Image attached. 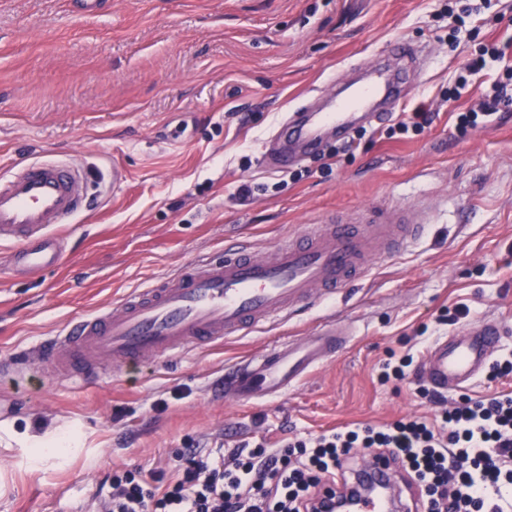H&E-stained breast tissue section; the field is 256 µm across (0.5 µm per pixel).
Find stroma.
Returning <instances> with one entry per match:
<instances>
[{"label": "stroma", "mask_w": 512, "mask_h": 512, "mask_svg": "<svg viewBox=\"0 0 512 512\" xmlns=\"http://www.w3.org/2000/svg\"><path fill=\"white\" fill-rule=\"evenodd\" d=\"M0 0V174L64 159L85 168L92 209L65 234L62 266L14 269L0 244V361L244 236L265 251L337 212L409 206L433 213L409 250L375 260L361 283L314 299L287 319L136 367L104 362L100 383L32 369L0 379V512H87L112 470L170 467L180 448L232 452L352 424L433 417L410 373L381 384L389 354L422 360L456 332L441 315L496 316L512 353V106L459 138L453 113L476 105L512 67V0H491L477 37L452 33L448 0ZM402 40L420 48L411 96L394 114L434 112L423 133L386 124L325 139L295 169L261 154L290 112L323 103L334 82ZM497 43L502 61L460 84L464 63ZM458 92L449 100V92ZM255 185L248 201L239 185ZM356 334L288 394L225 401L217 385L244 357L298 340L327 318ZM57 438L47 453L40 443Z\"/></svg>", "instance_id": "obj_1"}]
</instances>
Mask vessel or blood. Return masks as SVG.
I'll list each match as a JSON object with an SVG mask.
<instances>
[{
	"label": "vessel or blood",
	"instance_id": "b4317fda",
	"mask_svg": "<svg viewBox=\"0 0 512 512\" xmlns=\"http://www.w3.org/2000/svg\"><path fill=\"white\" fill-rule=\"evenodd\" d=\"M410 92L402 74L370 70L329 111L301 106L283 123L263 161L274 169L299 164L317 150L326 131L341 136L357 122L380 119L387 103ZM87 197L85 171L68 163L31 162L0 176V243L20 245L16 262L26 273L59 267L60 238ZM424 226L404 206L366 224L330 218L264 255L245 242L227 244L223 257L201 259L68 322L33 350L14 354L0 373L16 375L37 361L62 379L87 381L97 378L106 360L138 364L273 323L315 291L332 295L363 280L375 259L411 246ZM352 333L350 323L329 319L303 342L280 343L250 356L225 375V398L252 404L285 395L317 364L343 350ZM502 334L501 321L492 316L465 323L433 344L420 372L438 391L471 385Z\"/></svg>",
	"mask_w": 512,
	"mask_h": 512
}]
</instances>
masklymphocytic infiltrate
I'll return each mask as SVG.
<instances>
[{
	"label": "lymphocytic infiltrate",
	"instance_id": "f902f5d3",
	"mask_svg": "<svg viewBox=\"0 0 512 512\" xmlns=\"http://www.w3.org/2000/svg\"><path fill=\"white\" fill-rule=\"evenodd\" d=\"M477 108L458 113L467 135L483 117L512 105V69ZM421 395L434 419L397 420L280 439L277 447L243 442L232 461L220 448H185L174 470L113 471L96 512H324L346 498L351 453L402 463L421 489L423 512H512V394L462 397L445 409L437 392Z\"/></svg>",
	"mask_w": 512,
	"mask_h": 512
}]
</instances>
